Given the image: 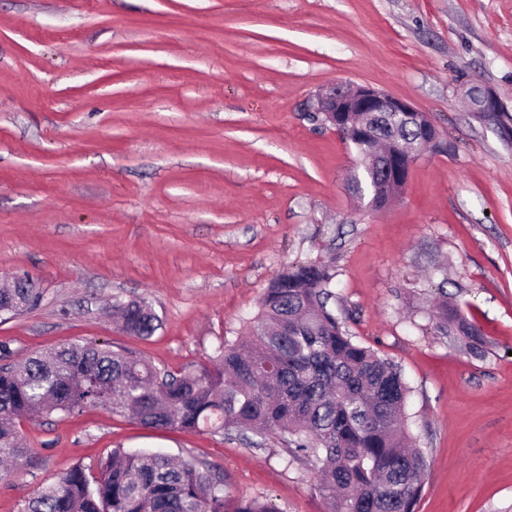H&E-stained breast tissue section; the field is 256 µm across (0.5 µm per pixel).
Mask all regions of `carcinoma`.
<instances>
[{
    "label": "carcinoma",
    "instance_id": "obj_1",
    "mask_svg": "<svg viewBox=\"0 0 512 512\" xmlns=\"http://www.w3.org/2000/svg\"><path fill=\"white\" fill-rule=\"evenodd\" d=\"M343 134L356 144L350 181L359 199L389 203L405 177L404 159L435 137L428 116L404 126L388 113L351 112ZM328 266L297 262L265 289L245 334L223 341L211 366L174 373L129 349L69 342L0 367V464L18 468L29 453L16 420L105 407L156 430H248L288 438L296 458L321 464L316 489L326 512H414L422 490V449L408 429L410 388L400 369L355 342L327 308ZM0 288V317L37 305L29 276ZM121 330L146 340L160 325L143 301L113 305ZM445 331L453 308L435 309ZM23 512H273L236 502L223 476L194 458L112 450L98 475L80 464L36 491Z\"/></svg>",
    "mask_w": 512,
    "mask_h": 512
}]
</instances>
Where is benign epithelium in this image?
I'll use <instances>...</instances> for the list:
<instances>
[{
    "label": "benign epithelium",
    "instance_id": "benign-epithelium-1",
    "mask_svg": "<svg viewBox=\"0 0 512 512\" xmlns=\"http://www.w3.org/2000/svg\"><path fill=\"white\" fill-rule=\"evenodd\" d=\"M465 95L472 111L504 123L507 109L491 88L474 84L466 89ZM343 112L415 113L417 108L405 99L362 85L336 84L317 96L314 116L321 122L334 126L336 115Z\"/></svg>",
    "mask_w": 512,
    "mask_h": 512
}]
</instances>
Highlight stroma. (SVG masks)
<instances>
[{
    "mask_svg": "<svg viewBox=\"0 0 512 512\" xmlns=\"http://www.w3.org/2000/svg\"><path fill=\"white\" fill-rule=\"evenodd\" d=\"M362 84L430 115L446 149L385 210L349 189L355 147L313 121ZM512 0H0V281L38 306L0 321L10 362L62 342L196 370L295 262L335 273L329 308L402 371L426 468L417 512H512ZM482 342L441 331L440 293ZM161 320L122 333L116 301ZM0 512L112 449L191 456L234 500L326 512L278 435L152 430L104 408L24 421ZM465 95L470 102L472 112H478L483 117L497 120L499 124L507 125L505 121V112H509L498 95L489 87L480 84H474L465 91Z\"/></svg>",
    "mask_w": 512,
    "mask_h": 512,
    "instance_id": "35a3bbf8",
    "label": "stroma"
}]
</instances>
